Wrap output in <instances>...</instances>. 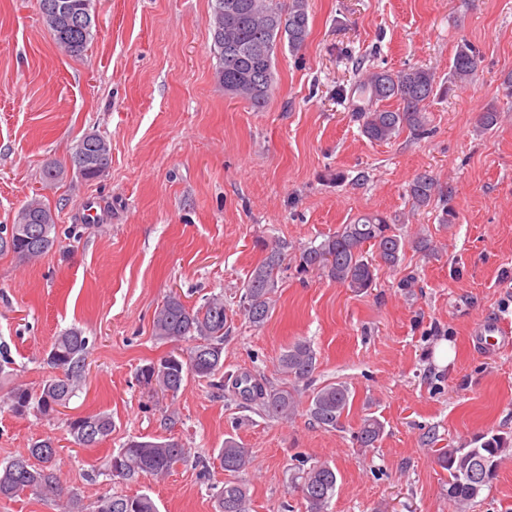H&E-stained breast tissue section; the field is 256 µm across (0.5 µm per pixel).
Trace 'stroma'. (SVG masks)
I'll return each mask as SVG.
<instances>
[{"instance_id":"stroma-1","label":"stroma","mask_w":512,"mask_h":512,"mask_svg":"<svg viewBox=\"0 0 512 512\" xmlns=\"http://www.w3.org/2000/svg\"><path fill=\"white\" fill-rule=\"evenodd\" d=\"M214 0H93L86 51L54 43L36 0H0V226L37 199L50 207L58 241L27 261L0 254V346L15 382L38 389L53 370L55 338L77 327L89 339L87 378L54 419L0 410V464L52 438L62 498L26 493L0 512H63L68 499L92 508L101 496L147 494L159 512H216L228 475L213 461L226 437L254 455L242 473L251 512H306L291 478L315 462L337 472L327 512H512V451L476 502H450L439 448L473 446L480 435L512 440V345L485 351L473 331L483 318L512 329V0H308L301 49L282 45L264 111L225 94L211 45ZM479 51L476 76L456 86L461 44ZM365 67L429 68L439 91L432 132L387 142L362 136L355 59ZM501 114L480 128L487 107ZM106 138L111 158L94 181L70 165L80 139ZM60 171L43 179L46 167ZM434 175L450 196L412 210L407 185ZM98 217L88 221L84 201ZM455 224L440 228L443 206ZM394 217L405 238L424 232L438 249L406 248L397 269L356 293L303 270L300 255L362 212ZM285 244L268 322L237 311L259 264V239ZM191 306L214 294L233 310L224 370L248 372L307 399L346 382L354 396L339 427L306 410L267 418L258 406L196 379L177 398L148 397L138 369L190 341L152 334L170 293ZM304 338L317 354L311 381L281 374L277 358ZM111 415L107 439L75 444L65 421ZM374 416L377 448L353 433ZM175 438L191 450L162 480L113 476L109 460L136 437Z\"/></svg>"}]
</instances>
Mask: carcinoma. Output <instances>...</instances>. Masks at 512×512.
Instances as JSON below:
<instances>
[{"label":"carcinoma","mask_w":512,"mask_h":512,"mask_svg":"<svg viewBox=\"0 0 512 512\" xmlns=\"http://www.w3.org/2000/svg\"><path fill=\"white\" fill-rule=\"evenodd\" d=\"M82 13L77 28H52L56 44L72 56L81 55L92 38V0H68ZM308 0H289L283 9L279 0H214L212 6V44L218 61L216 74L224 83V92L247 100L257 111L270 99L277 47L284 41L292 49L302 47L308 37ZM480 54L472 46L463 45L453 60V77L462 85L478 71ZM358 89L367 103L358 109L362 135L376 142H386L408 130L417 136L428 134V103L437 89L435 72L429 68L407 67L400 70L374 68L363 74ZM396 102V107L387 102ZM441 190L436 178L428 172L414 176L408 183L407 194L415 210L432 204ZM0 236V252L8 250L26 259L37 258L52 249L57 242V224L51 210L33 200L18 212L14 224ZM257 247L266 252L264 259L249 273L243 285L239 307L249 323L260 327L270 318L278 291V273L285 260L281 246H271L263 240ZM406 239L397 232L392 218L380 212H364L341 225L336 233L312 246L300 256L303 269L316 270L329 280L355 292L375 284L379 266L393 269L404 253ZM372 256H366L367 252ZM231 320L223 295H213L202 305H187L174 293L166 299L153 318L152 333L163 341L193 339L194 345L184 353H172L159 363L140 368L139 384L152 392L177 397L184 379L192 376L218 388L224 382L213 381L224 369V335ZM88 338L73 328L57 336L48 352L47 361L59 374L46 380L37 391L24 384L10 388L6 397L9 410L25 416L36 412L44 417L57 413L75 396L85 378ZM279 371L297 380L309 379L316 369V353L311 343L298 339L282 351L277 360ZM234 393L256 404L271 419L287 420L299 406L296 390L273 386L249 373H241L232 381ZM353 403L350 387L342 382H329L315 388L307 399L311 419L325 429L336 428ZM75 444L93 447L112 434V417L105 413H88L78 420H67ZM384 433L383 423L374 416L362 419L354 433L356 447L375 448ZM51 438L35 441L28 452L0 466V498L11 499L26 492L45 497H58L62 486L53 462L58 452ZM509 442L499 436L484 440L474 448H445L437 461L448 471V500L468 505L478 499L496 478L501 456ZM190 449L179 441L129 440L112 455L119 462L118 476L126 478L146 475L167 476L174 465L182 461ZM252 450L234 437L224 439L217 459L226 472L240 473L250 468ZM482 458L487 465L484 480L473 483L468 477L473 459ZM293 479L299 481L307 512H327L335 496L337 474L326 463H316L300 469ZM92 512H159L147 494L102 497ZM217 512H250L247 488L237 482L224 484L217 499Z\"/></svg>","instance_id":"obj_1"}]
</instances>
